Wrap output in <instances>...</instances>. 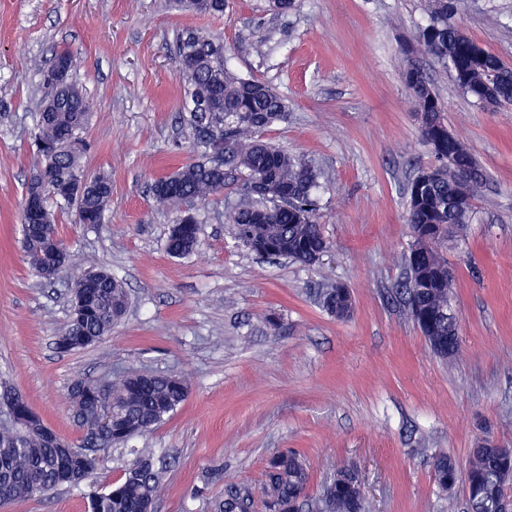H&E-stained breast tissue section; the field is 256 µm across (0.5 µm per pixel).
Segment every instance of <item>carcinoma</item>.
Instances as JSON below:
<instances>
[{"label":"carcinoma","instance_id":"carcinoma-1","mask_svg":"<svg viewBox=\"0 0 512 512\" xmlns=\"http://www.w3.org/2000/svg\"><path fill=\"white\" fill-rule=\"evenodd\" d=\"M465 0H429V20L420 31L415 55L424 54L448 68L458 88L477 103L492 93L498 107L512 105V66L469 37L455 22ZM175 56L179 77L184 82L187 101L185 121L192 129L200 157L182 165L173 174L151 184L155 202L175 214V223L184 216V203L203 204L224 194L234 185L231 175L242 170L248 179L238 196L240 204H227V223L252 252L266 258L285 256L303 265L319 261L318 254L329 245L315 214L319 209L316 191L323 174L308 161L256 138L285 118L288 105L268 83L237 75L228 64L224 44L213 35L187 29L176 40ZM404 80L421 119V136L432 148L436 163L448 168V125L440 97L424 72L407 60ZM71 98L52 112L33 117L31 146L40 159L43 181L37 191L43 208L35 227L26 212L20 214L21 245L31 272L46 280L44 268L58 263L56 279L64 281L71 293L86 296L83 305L70 304L69 321L57 336L60 353L84 349L81 340L98 344L125 316L129 295L125 283L89 256L77 260L66 251L57 216L51 204L66 211L74 224H103L112 197V177L105 171L89 173L82 165L87 152L84 133L89 123V105L76 84H70ZM229 143L231 153L224 165L216 166L212 151L219 139ZM455 149L464 160L466 177L473 183L472 197L485 186L484 174L470 150L461 142ZM455 177L444 172H420L408 188L406 222L410 230L419 224L441 227L440 242L448 240V225L470 224L475 203L456 208L451 200L456 191ZM199 214L187 227L171 229L166 252L176 258L193 254L199 246ZM455 280L444 279L438 287L421 294L404 281L401 294L405 312L434 344L448 342V317L440 316L454 304ZM349 293L328 285L318 293V302L338 318L350 315ZM100 382L80 377L71 386L69 399L81 395L92 402L99 396ZM112 446H124L170 419L188 396L184 379L174 375L116 372L105 384ZM86 443L71 446V456L62 458L60 449L45 438L40 417L28 418L18 402L0 401V500L13 503L42 496L66 485L63 471L72 463L86 479L99 466L100 459L85 453ZM434 482L446 493L458 483L465 485L470 512H500L501 501L512 480V456L475 448L465 470L446 455L433 463ZM164 461L150 448L137 451L121 479L89 495L90 512H143L147 503L157 501L162 488ZM311 476L303 457L294 450L277 452L266 463L261 493L266 512H366V502L351 483L346 469L314 498ZM253 491L231 486L224 496L210 503L211 512H252Z\"/></svg>","mask_w":512,"mask_h":512}]
</instances>
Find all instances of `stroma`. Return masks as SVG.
<instances>
[{"instance_id": "stroma-1", "label": "stroma", "mask_w": 512, "mask_h": 512, "mask_svg": "<svg viewBox=\"0 0 512 512\" xmlns=\"http://www.w3.org/2000/svg\"><path fill=\"white\" fill-rule=\"evenodd\" d=\"M427 4L295 0L277 15L269 0H232L218 16L181 13L169 0H0V381L73 443L84 438L67 402L79 377L157 372L189 387L175 415L103 454L80 485L10 512H89L90 492L118 480L135 448L171 461L156 512H210L232 484L259 490L267 459L285 448L304 455L316 493L337 468L354 469L369 512H469L464 485L439 493L433 459L466 466L486 439L512 448V106L475 105L446 68L420 57L449 129L487 176L476 220L445 251L460 312V348L445 360L394 293L413 243L407 188L433 161L402 75ZM456 20L512 64V0H466ZM188 28L218 35L233 70L287 100V118L263 137L324 173L321 264L257 257L225 222L230 192L201 207L196 253H166L174 216L150 185L194 156L173 59ZM62 48L79 55L73 80L91 104L85 163L111 172L112 198L105 223L62 214L60 232L130 295L111 336L72 354L55 348L68 290L30 273L19 223L37 165L29 142L46 94L41 72ZM330 279L349 288L350 318L317 303Z\"/></svg>"}]
</instances>
